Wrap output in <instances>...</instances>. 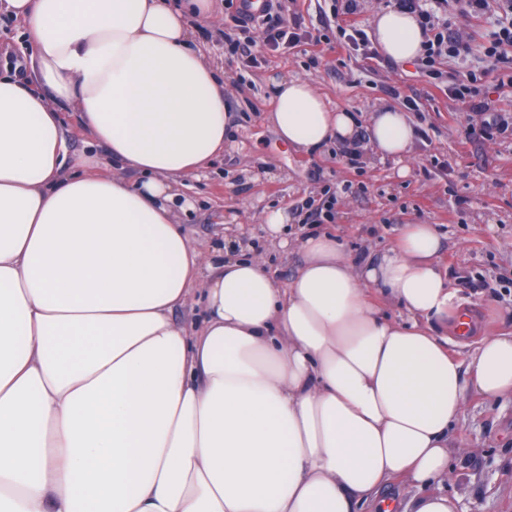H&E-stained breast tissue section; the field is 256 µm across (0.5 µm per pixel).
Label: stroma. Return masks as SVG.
I'll return each instance as SVG.
<instances>
[{"mask_svg":"<svg viewBox=\"0 0 512 512\" xmlns=\"http://www.w3.org/2000/svg\"><path fill=\"white\" fill-rule=\"evenodd\" d=\"M219 23L198 35L209 57L224 69V103L232 148L208 177L186 178L185 195L195 208L182 215L193 242L203 251L223 233L242 228L255 252L263 254L277 286L295 275L297 250L272 247L261 229L266 209L287 208L290 236L335 235L344 250L366 258L391 243L403 224H433L443 236L441 263L477 323V336L512 331V136L466 140L479 113L452 95L465 81L483 88L512 114V86L498 87L484 57L489 25L449 8L448 20L472 46L469 56L440 60L441 78L421 72L416 61L370 60L361 53H335L336 23L323 13L332 0H294L306 30L319 35L327 51L300 42L286 53L267 55L251 68L224 44L227 0H215ZM311 82L340 109L368 121L381 106L404 107L416 130L407 164L365 151L359 167L342 161L343 144L314 156L288 151L265 116L274 101L275 78ZM455 431L467 444L453 457V474L443 490L457 499L459 512H512V403L473 400Z\"/></svg>","mask_w":512,"mask_h":512,"instance_id":"1","label":"stroma"}]
</instances>
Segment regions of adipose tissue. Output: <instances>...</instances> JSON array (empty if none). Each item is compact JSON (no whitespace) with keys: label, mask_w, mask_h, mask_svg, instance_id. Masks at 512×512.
<instances>
[{"label":"adipose tissue","mask_w":512,"mask_h":512,"mask_svg":"<svg viewBox=\"0 0 512 512\" xmlns=\"http://www.w3.org/2000/svg\"><path fill=\"white\" fill-rule=\"evenodd\" d=\"M212 11L0 0L36 75L0 66V512H358L395 483L415 491L403 512H457L451 430L473 399L512 400V333L451 353L462 305L432 224L401 225L363 266L307 236L282 288L244 239L192 244L183 180L226 141L224 72L191 26ZM371 26L385 56L420 54L415 15ZM67 110L107 158L68 156ZM266 119L306 155L359 126L298 77ZM367 134L399 163L415 138L398 108ZM195 292L190 330L171 313Z\"/></svg>","instance_id":"obj_1"}]
</instances>
